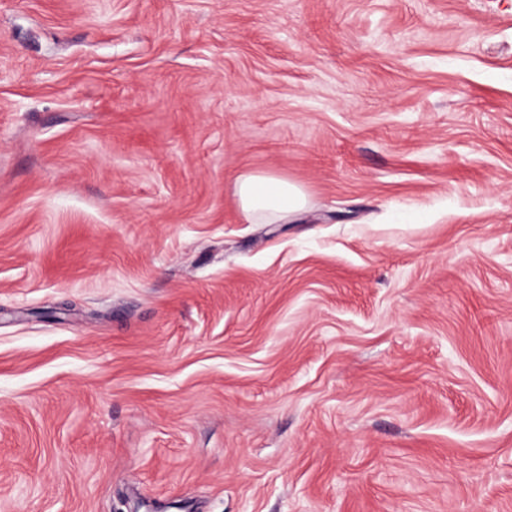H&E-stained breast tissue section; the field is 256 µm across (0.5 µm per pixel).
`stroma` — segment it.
Here are the masks:
<instances>
[{
	"label": "stroma",
	"mask_w": 512,
	"mask_h": 512,
	"mask_svg": "<svg viewBox=\"0 0 512 512\" xmlns=\"http://www.w3.org/2000/svg\"><path fill=\"white\" fill-rule=\"evenodd\" d=\"M0 512H512V0H0ZM234 194L248 221L288 224L308 206L307 193L301 186L270 174L238 175L234 181Z\"/></svg>",
	"instance_id": "1"
}]
</instances>
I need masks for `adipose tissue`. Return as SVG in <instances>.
<instances>
[{
	"label": "adipose tissue",
	"instance_id": "1",
	"mask_svg": "<svg viewBox=\"0 0 512 512\" xmlns=\"http://www.w3.org/2000/svg\"><path fill=\"white\" fill-rule=\"evenodd\" d=\"M234 194L250 221L285 224L298 218L308 206V196L301 186L270 174L238 175Z\"/></svg>",
	"mask_w": 512,
	"mask_h": 512
}]
</instances>
